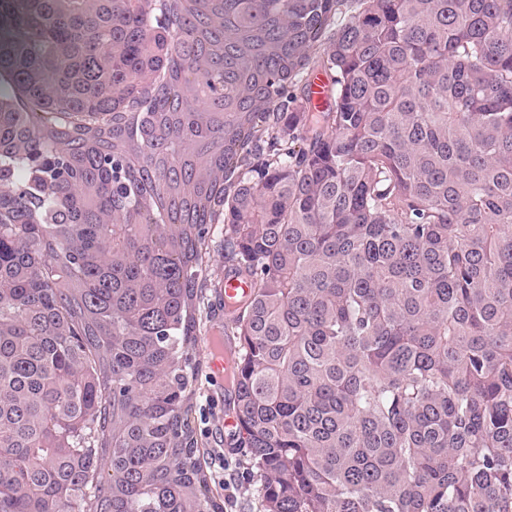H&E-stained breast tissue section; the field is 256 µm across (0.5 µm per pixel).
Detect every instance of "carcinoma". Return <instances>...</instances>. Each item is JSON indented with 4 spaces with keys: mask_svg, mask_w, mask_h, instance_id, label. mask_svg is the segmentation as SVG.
Returning a JSON list of instances; mask_svg holds the SVG:
<instances>
[{
    "mask_svg": "<svg viewBox=\"0 0 512 512\" xmlns=\"http://www.w3.org/2000/svg\"><path fill=\"white\" fill-rule=\"evenodd\" d=\"M167 2L0 0V512H94L103 483L112 512H224L191 388L216 198L261 512H512V0H257L302 64L248 122L261 163L196 170L199 224L134 176L196 151L151 112L192 39ZM188 62L207 126L230 88Z\"/></svg>",
    "mask_w": 512,
    "mask_h": 512,
    "instance_id": "obj_1",
    "label": "carcinoma"
}]
</instances>
